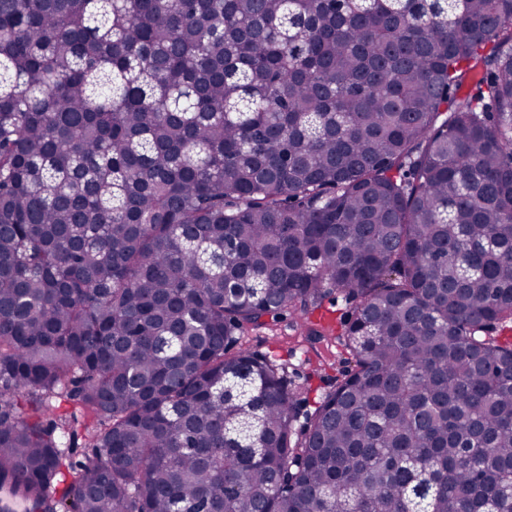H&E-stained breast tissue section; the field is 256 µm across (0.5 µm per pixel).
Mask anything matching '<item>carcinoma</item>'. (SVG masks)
<instances>
[{
    "instance_id": "1",
    "label": "carcinoma",
    "mask_w": 512,
    "mask_h": 512,
    "mask_svg": "<svg viewBox=\"0 0 512 512\" xmlns=\"http://www.w3.org/2000/svg\"><path fill=\"white\" fill-rule=\"evenodd\" d=\"M334 289L300 435L231 348ZM485 320L512 0H0V512H512ZM354 304L355 302L350 300L345 292L334 290L324 299L322 306L310 315L311 321L322 318L330 322L335 327V332H338L341 329V322L347 318Z\"/></svg>"
}]
</instances>
